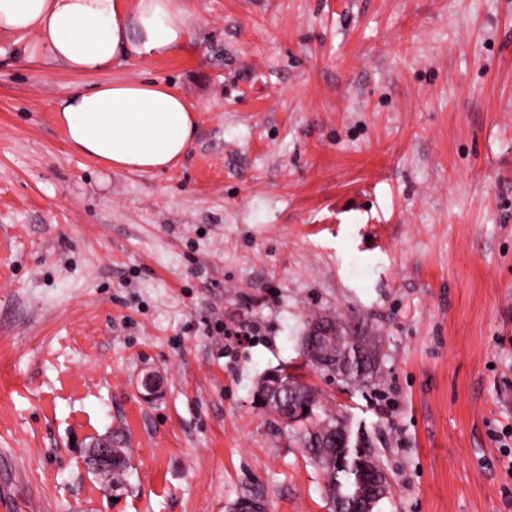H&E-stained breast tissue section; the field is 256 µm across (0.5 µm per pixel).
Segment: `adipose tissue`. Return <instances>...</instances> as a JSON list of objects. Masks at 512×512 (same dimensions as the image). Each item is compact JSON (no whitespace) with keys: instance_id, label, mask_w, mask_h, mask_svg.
<instances>
[{"instance_id":"obj_1","label":"adipose tissue","mask_w":512,"mask_h":512,"mask_svg":"<svg viewBox=\"0 0 512 512\" xmlns=\"http://www.w3.org/2000/svg\"><path fill=\"white\" fill-rule=\"evenodd\" d=\"M0 35L25 60L77 74L109 69L136 55L157 58L189 39L185 0H0ZM70 145L119 169H163L184 156L195 110L150 80L76 89L57 107Z\"/></svg>"}]
</instances>
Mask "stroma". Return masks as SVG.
I'll use <instances>...</instances> for the list:
<instances>
[{
    "label": "stroma",
    "mask_w": 512,
    "mask_h": 512,
    "mask_svg": "<svg viewBox=\"0 0 512 512\" xmlns=\"http://www.w3.org/2000/svg\"><path fill=\"white\" fill-rule=\"evenodd\" d=\"M186 4L187 45L97 74L0 38V502L330 512L257 402L323 317L379 346L362 383L302 371L381 463L374 512H512V0ZM141 79L196 109L184 157L68 143L60 100ZM114 453L117 457V460L113 461L112 464H100L92 455V458L89 460L96 470L98 468L100 471H103L104 475L112 478V486H118L125 479L127 462L124 448H114Z\"/></svg>",
    "instance_id": "stroma-1"
}]
</instances>
